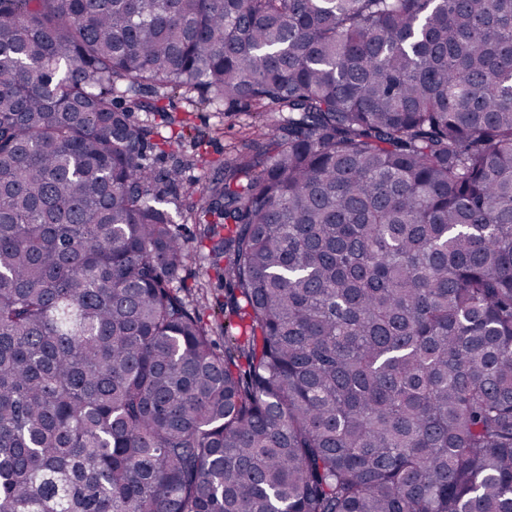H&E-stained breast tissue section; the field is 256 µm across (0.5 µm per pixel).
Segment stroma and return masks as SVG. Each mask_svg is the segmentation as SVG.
I'll use <instances>...</instances> for the list:
<instances>
[{"label": "stroma", "instance_id": "1", "mask_svg": "<svg viewBox=\"0 0 512 512\" xmlns=\"http://www.w3.org/2000/svg\"><path fill=\"white\" fill-rule=\"evenodd\" d=\"M200 91L177 93L165 99V113L137 112L138 120L147 123L152 129V141L171 136L172 131L166 123V115L188 118L191 128L185 131L175 156H167L153 150L149 158L155 169L170 168L174 161H181L182 174L177 185L160 184L162 208L167 209L173 216L179 231L187 238L199 235L198 225L192 224L189 213L196 204L200 191L212 180L214 172L193 165L192 160L197 151H204L209 160L220 163L224 153L230 146L240 144L251 115L243 108H235L227 112L221 109L213 110L199 105ZM207 264L204 252L199 247H192L190 258L183 271L187 284H195L199 279H206L207 288L204 293L206 302V317H214L223 307L226 290L224 281L217 275L206 272Z\"/></svg>", "mask_w": 512, "mask_h": 512}]
</instances>
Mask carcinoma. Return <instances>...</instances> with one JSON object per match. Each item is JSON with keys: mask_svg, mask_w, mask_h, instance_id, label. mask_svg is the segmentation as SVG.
Wrapping results in <instances>:
<instances>
[{"mask_svg": "<svg viewBox=\"0 0 512 512\" xmlns=\"http://www.w3.org/2000/svg\"><path fill=\"white\" fill-rule=\"evenodd\" d=\"M0 512H512V0H0ZM201 96L200 91H191L183 94L170 95L164 99L162 104L167 113L177 117L189 119L191 130L184 132L176 155L173 157L160 154L159 151H149L148 157L156 170L169 169L177 157L183 163L182 174L175 186L168 183H160L158 189L162 203L160 206L167 209L174 217L179 231L187 238H195L190 243L191 255L182 273L186 283L192 287L196 281L208 276L205 274L207 264L204 260L203 247H198L196 238L199 237L198 224H192L189 213L196 204L200 191L212 180L214 171L212 169H201L190 162L197 153L195 142L197 137L204 139V145L200 151L206 153L209 160L217 163L224 161V153L232 145H240L242 138L251 121L250 112H245L243 107L235 108L231 112H224V105L217 110L197 104ZM226 290L224 279L218 278L213 270L209 271V280L204 293L203 304H206L205 319H217L219 310L224 307ZM206 302V303H205ZM218 320V319H217ZM134 117L139 121H143L147 123L151 128L153 133L151 134V143L159 142V139L163 137H171L175 138L180 132L179 127H170L169 124L166 123L165 118L160 113L155 112H144V111H136L133 112ZM173 129V131H171Z\"/></svg>", "mask_w": 512, "mask_h": 512, "instance_id": "cac0c4a2", "label": "carcinoma"}]
</instances>
